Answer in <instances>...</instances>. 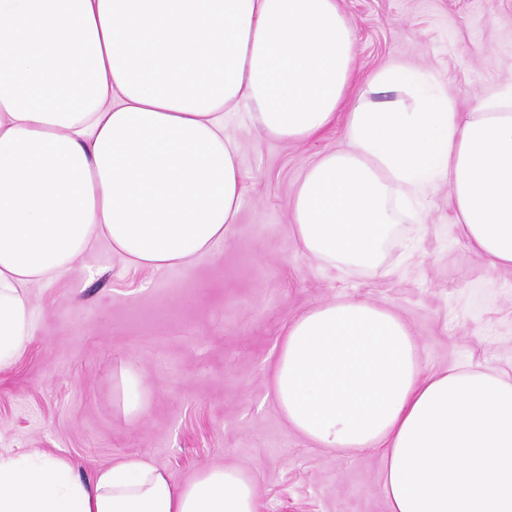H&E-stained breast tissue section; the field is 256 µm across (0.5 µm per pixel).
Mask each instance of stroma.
<instances>
[{
  "instance_id": "1",
  "label": "stroma",
  "mask_w": 512,
  "mask_h": 512,
  "mask_svg": "<svg viewBox=\"0 0 512 512\" xmlns=\"http://www.w3.org/2000/svg\"><path fill=\"white\" fill-rule=\"evenodd\" d=\"M340 4L358 85L389 65L417 67L466 112L512 82V0ZM225 122L244 185L227 240L188 271L135 268L102 246L30 288V339L0 369V448L64 457L88 479L131 453L178 485L234 465L254 478L259 512H389L380 450L322 448L285 423L268 384L284 326L315 304L363 296L405 319L427 370L512 375V267L488 269L453 239L445 184L426 198L425 225L397 226L378 266L311 258L289 230L290 203L305 168L342 148L341 123L283 142L246 112ZM161 309L167 325L150 333ZM131 359L149 398L141 418L123 414L116 387Z\"/></svg>"
}]
</instances>
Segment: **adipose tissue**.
I'll return each instance as SVG.
<instances>
[{
  "mask_svg": "<svg viewBox=\"0 0 512 512\" xmlns=\"http://www.w3.org/2000/svg\"><path fill=\"white\" fill-rule=\"evenodd\" d=\"M338 0H0V368L28 341L31 285L108 247L128 265L191 269L224 241L243 187L226 113L264 136L344 148L295 190L305 253L374 267L426 195L453 188L456 227L512 266V84L457 112L419 69L355 89ZM270 389L324 448L382 449L390 512H512V377L427 371L404 319L361 297L284 328ZM0 512H259L252 477L206 467L174 484L132 455L85 480L51 454L0 451Z\"/></svg>",
  "mask_w": 512,
  "mask_h": 512,
  "instance_id": "adipose-tissue-1",
  "label": "adipose tissue"
}]
</instances>
